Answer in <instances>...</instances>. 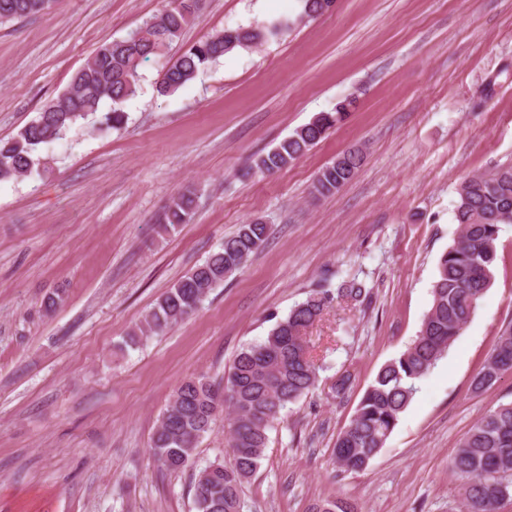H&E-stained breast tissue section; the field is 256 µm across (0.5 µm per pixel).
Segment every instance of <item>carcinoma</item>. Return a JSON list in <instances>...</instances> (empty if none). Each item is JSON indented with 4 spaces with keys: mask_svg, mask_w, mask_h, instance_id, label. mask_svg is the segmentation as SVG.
<instances>
[{
    "mask_svg": "<svg viewBox=\"0 0 512 512\" xmlns=\"http://www.w3.org/2000/svg\"><path fill=\"white\" fill-rule=\"evenodd\" d=\"M199 2L167 0L159 13L127 37L99 46L61 94L14 135L0 138V182L19 179L34 170L41 147L100 112L107 102L111 108L102 124L120 123L122 104L139 90L140 67L163 56L180 40L197 17ZM301 2L303 18L328 13L329 0ZM51 8L47 0H0V23L29 18ZM284 28L285 24L276 22L214 33L168 62L161 87L175 92L226 53L258 46L278 37ZM352 108L353 102L343 99L334 111L319 113L259 155L255 168L273 173L300 160L344 121ZM339 159V163L320 170L314 185L317 193L338 190L360 167L363 157L358 150H348ZM193 215L194 199L182 194L166 207L163 223L174 229L190 223ZM454 216L460 233L439 259L432 305L420 331L405 351L380 369L349 425L336 439V463L344 471L366 468L384 447L416 392V382L448 350L490 287L501 226L512 224V165L466 179L458 190ZM268 232V225L259 220L239 225L218 250L157 299L143 330L160 333L195 312L215 288L264 248ZM368 294L366 285L355 278L343 282L334 293L314 289L286 318L276 321L263 342L238 353L224 387H215L203 376L189 378L177 387L151 444L155 461L171 473L193 463L199 440L211 430L217 415L228 411L234 463L226 466L217 460L200 469L194 483L195 512H243L242 486L260 465L268 444L267 431L288 404L309 394L318 381L309 328L332 307L335 298L359 301ZM508 370H512V325L504 328L489 359L473 377V390L492 388ZM449 465L467 479L463 487L466 512H498L499 505L512 498V403L482 415L458 443ZM310 512L354 510L341 500H323L314 503Z\"/></svg>",
    "mask_w": 512,
    "mask_h": 512,
    "instance_id": "obj_1",
    "label": "carcinoma"
}]
</instances>
